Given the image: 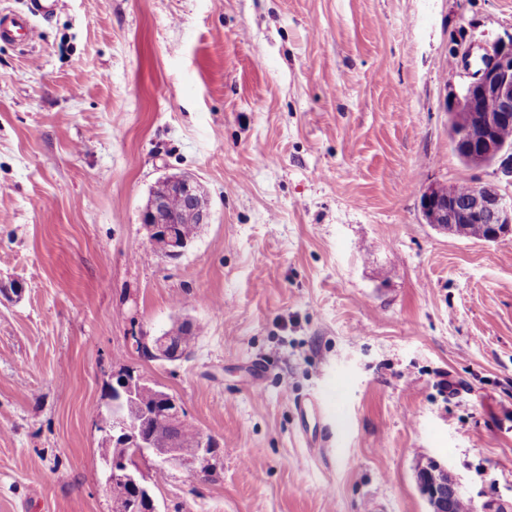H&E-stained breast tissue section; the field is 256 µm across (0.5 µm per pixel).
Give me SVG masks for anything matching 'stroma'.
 I'll return each instance as SVG.
<instances>
[{"instance_id": "stroma-1", "label": "stroma", "mask_w": 512, "mask_h": 512, "mask_svg": "<svg viewBox=\"0 0 512 512\" xmlns=\"http://www.w3.org/2000/svg\"><path fill=\"white\" fill-rule=\"evenodd\" d=\"M34 26L0 42V512H113L123 371L217 444L205 478L143 465L160 512H429L433 460L512 512V237L420 209L498 181L443 104L456 40L512 32V0H59ZM170 175L209 209L172 262L140 220ZM185 320V359L132 349Z\"/></svg>"}]
</instances>
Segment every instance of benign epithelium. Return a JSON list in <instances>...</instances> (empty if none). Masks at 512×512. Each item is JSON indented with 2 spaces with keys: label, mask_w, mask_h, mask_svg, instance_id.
<instances>
[{
  "label": "benign epithelium",
  "mask_w": 512,
  "mask_h": 512,
  "mask_svg": "<svg viewBox=\"0 0 512 512\" xmlns=\"http://www.w3.org/2000/svg\"><path fill=\"white\" fill-rule=\"evenodd\" d=\"M460 43L452 54L460 60L465 81L458 90H449L445 98L448 123L452 127L457 154L470 168L493 166L505 181L506 187L476 183L465 207L455 202L454 185L430 186L421 195L424 215L438 218L436 227L446 229L457 224H486L490 227L489 241L512 235V147L500 143L497 129L512 124V33L491 43L479 46ZM484 100L497 104L494 112L483 113L478 127L472 126L474 108ZM182 203L181 216L190 224H205L209 218L207 202L200 183L189 176H170L153 191L141 213V224L149 241L161 239L166 244L164 257L176 260L184 255L189 242L178 231V226L163 220L173 199ZM190 328L182 322L160 336L133 337L138 354L146 359L175 362L184 354L174 347L176 337ZM149 384L130 372L118 374L112 385L110 419L103 427L104 440L111 453L106 460L107 487L119 482L130 490V496L116 503V512H158L150 490L141 481V463L152 458L164 468L185 467L204 474L210 468L212 448L216 444L202 432L184 442L172 440L165 448L159 447L151 420L160 416L186 429L191 424L185 418L178 399L163 391H156V404L149 413L139 404V397ZM419 489L431 512H451L455 485L441 486L431 482L429 470L418 475Z\"/></svg>",
  "instance_id": "7a95c632"
}]
</instances>
